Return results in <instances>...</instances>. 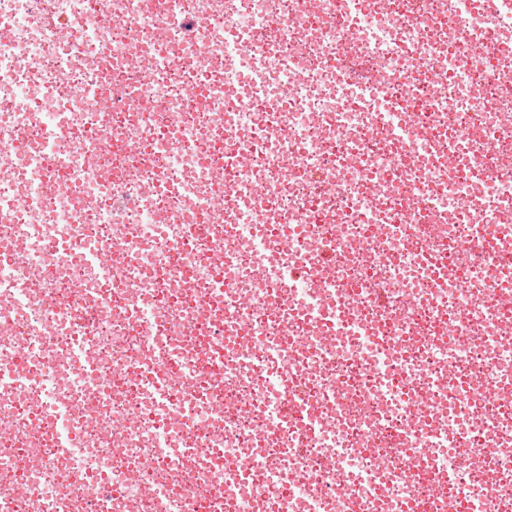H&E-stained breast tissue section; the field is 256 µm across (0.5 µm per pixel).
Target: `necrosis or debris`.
Masks as SVG:
<instances>
[{"label":"necrosis or debris","mask_w":512,"mask_h":512,"mask_svg":"<svg viewBox=\"0 0 512 512\" xmlns=\"http://www.w3.org/2000/svg\"><path fill=\"white\" fill-rule=\"evenodd\" d=\"M511 45L512 0H0V512H512Z\"/></svg>","instance_id":"necrosis-or-debris-1"}]
</instances>
